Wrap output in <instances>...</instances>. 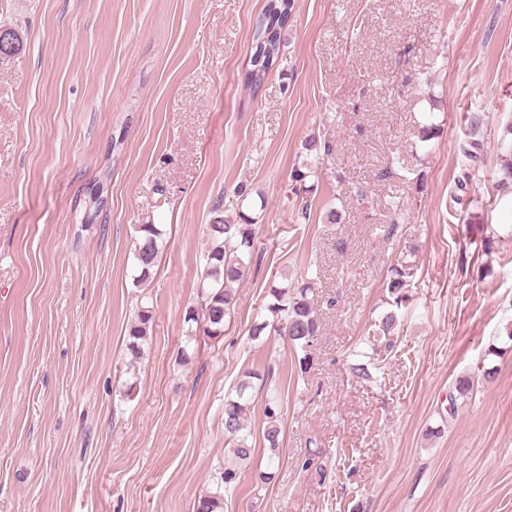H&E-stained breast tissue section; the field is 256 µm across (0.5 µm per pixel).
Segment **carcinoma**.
<instances>
[{"label":"carcinoma","mask_w":512,"mask_h":512,"mask_svg":"<svg viewBox=\"0 0 512 512\" xmlns=\"http://www.w3.org/2000/svg\"><path fill=\"white\" fill-rule=\"evenodd\" d=\"M292 11V0H266L252 36L251 68L248 71V86L257 91L266 76L276 66L281 51L282 30ZM330 141L313 134L304 143L309 164L291 173L292 180L303 182L313 173L320 157L330 152ZM500 184L512 186V125L507 127V137L500 143ZM108 186L98 180L87 188L84 223L93 224L107 204ZM239 221L231 223L218 215L208 225L206 264L201 275V309L190 308L186 312L188 341L197 340L193 325L205 322L204 333L210 337L224 335V323L236 305V289L247 273L255 251V236L258 217L241 212ZM162 231L155 224H140L134 240V258L139 271L137 281L147 278L154 266L162 246ZM415 275V265L401 262L391 269L386 284L391 296V309L381 315L378 322L380 333L388 335L396 324V310L407 299L408 288ZM314 281L308 280L294 287L280 284L268 292L265 317L253 323L251 339L258 340L268 333L285 336L294 348L303 352L312 346L318 335L320 322L314 307ZM151 320L149 311L139 310L129 329V350L140 354L141 342L145 340ZM257 373L248 372L235 387V394L224 400V439L229 454L239 462H251L255 447L247 430V412L252 404L249 390ZM267 425L263 440L267 444L268 457L264 468L255 473L256 484L264 487L275 481L280 464V417L281 403L278 395L271 393L265 399ZM224 499L221 493H206L198 500L197 512H223Z\"/></svg>","instance_id":"cac0c4a2"}]
</instances>
